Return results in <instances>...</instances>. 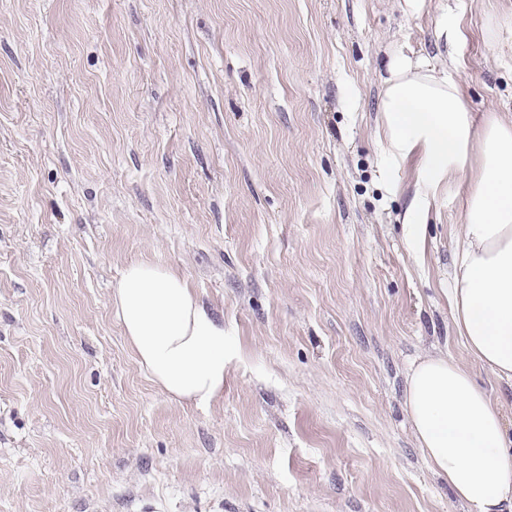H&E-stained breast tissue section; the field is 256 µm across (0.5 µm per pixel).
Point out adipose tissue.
<instances>
[{
    "mask_svg": "<svg viewBox=\"0 0 512 512\" xmlns=\"http://www.w3.org/2000/svg\"><path fill=\"white\" fill-rule=\"evenodd\" d=\"M380 110L385 145L418 153L421 189L470 182L449 291L471 355L512 382V119H476L452 69L392 52ZM111 306L138 360L175 399L208 405L224 388V326L188 280L139 261L125 267ZM405 408L429 469L462 512H512V441L502 411L453 359L428 354L407 380Z\"/></svg>",
    "mask_w": 512,
    "mask_h": 512,
    "instance_id": "obj_1",
    "label": "adipose tissue"
}]
</instances>
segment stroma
<instances>
[{
    "mask_svg": "<svg viewBox=\"0 0 512 512\" xmlns=\"http://www.w3.org/2000/svg\"><path fill=\"white\" fill-rule=\"evenodd\" d=\"M503 20L512 0H0V512H460L409 370L449 354L510 429L512 386L451 319L466 186L419 191L387 152L381 82L398 49L511 117ZM137 261L224 324L207 406L112 311Z\"/></svg>",
    "mask_w": 512,
    "mask_h": 512,
    "instance_id": "1",
    "label": "stroma"
}]
</instances>
